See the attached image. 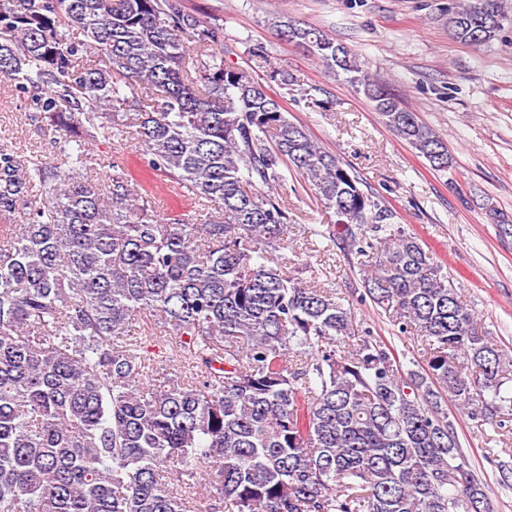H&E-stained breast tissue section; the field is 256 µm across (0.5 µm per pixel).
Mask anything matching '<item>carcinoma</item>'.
I'll list each match as a JSON object with an SVG mask.
<instances>
[{
	"instance_id": "cac0c4a2",
	"label": "carcinoma",
	"mask_w": 512,
	"mask_h": 512,
	"mask_svg": "<svg viewBox=\"0 0 512 512\" xmlns=\"http://www.w3.org/2000/svg\"><path fill=\"white\" fill-rule=\"evenodd\" d=\"M507 20L500 0L448 2L462 44ZM269 24L432 169L452 165L350 49L286 14ZM0 78L59 135L48 160L0 149V218L27 211L0 224V512H491L447 402L495 421L512 358L353 168L224 66L222 28L181 0H0ZM101 139L137 141L141 178L114 165L96 181ZM286 165L336 217L320 236L361 257L370 301L419 338L417 368L369 331L346 344L345 297L288 269ZM152 174L191 192L201 222L159 217ZM159 328L193 381L144 382Z\"/></svg>"
}]
</instances>
